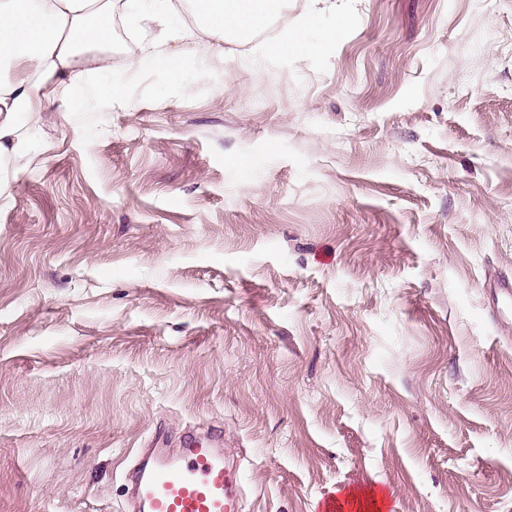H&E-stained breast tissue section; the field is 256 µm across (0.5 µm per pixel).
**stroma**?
I'll list each match as a JSON object with an SVG mask.
<instances>
[{"mask_svg":"<svg viewBox=\"0 0 512 512\" xmlns=\"http://www.w3.org/2000/svg\"><path fill=\"white\" fill-rule=\"evenodd\" d=\"M320 24L329 49L265 55L275 22L176 76L119 31L24 125L0 512H127L141 449L210 432L242 512H512V0ZM387 495L385 492L379 493H356L351 492L345 495V501L349 504L350 509L357 511H380L386 508Z\"/></svg>","mask_w":512,"mask_h":512,"instance_id":"stroma-1","label":"stroma"}]
</instances>
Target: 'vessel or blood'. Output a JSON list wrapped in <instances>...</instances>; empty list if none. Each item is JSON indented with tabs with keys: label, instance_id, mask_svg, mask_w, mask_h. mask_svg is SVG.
<instances>
[{
	"label": "vessel or blood",
	"instance_id": "b4317fda",
	"mask_svg": "<svg viewBox=\"0 0 512 512\" xmlns=\"http://www.w3.org/2000/svg\"><path fill=\"white\" fill-rule=\"evenodd\" d=\"M220 436L185 437L179 448L152 449L136 473L137 512H239Z\"/></svg>",
	"mask_w": 512,
	"mask_h": 512
}]
</instances>
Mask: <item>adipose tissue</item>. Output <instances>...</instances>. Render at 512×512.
Listing matches in <instances>:
<instances>
[{
  "label": "adipose tissue",
  "instance_id": "obj_1",
  "mask_svg": "<svg viewBox=\"0 0 512 512\" xmlns=\"http://www.w3.org/2000/svg\"><path fill=\"white\" fill-rule=\"evenodd\" d=\"M288 0H0V199H8V166L29 151L24 120L44 102L72 105L87 64L105 69L102 46L112 40L116 18L152 38L127 43L130 64L153 60L180 71L187 52L223 55L228 43L244 42L274 19L284 18Z\"/></svg>",
  "mask_w": 512,
  "mask_h": 512
}]
</instances>
